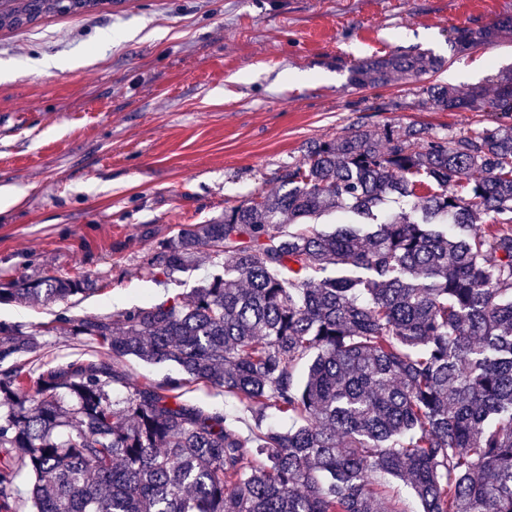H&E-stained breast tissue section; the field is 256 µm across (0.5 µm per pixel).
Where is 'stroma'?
<instances>
[{"label":"stroma","instance_id":"35a3bbf8","mask_svg":"<svg viewBox=\"0 0 512 512\" xmlns=\"http://www.w3.org/2000/svg\"><path fill=\"white\" fill-rule=\"evenodd\" d=\"M512 16V0H120L0 30V186L24 188L0 213V288L46 276L97 278L100 290L46 305L0 303V320L38 329L57 314L109 316L189 292L211 267L177 280L143 262L181 224L277 187L314 141L343 127L414 126L452 137L493 125L491 112L435 111L422 85L493 86L512 42L460 53L457 27ZM427 49L445 70L358 87L359 61ZM54 60L50 69L39 59ZM307 73L302 82L294 73ZM184 400L236 410L223 388L186 386Z\"/></svg>","mask_w":512,"mask_h":512}]
</instances>
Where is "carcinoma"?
I'll use <instances>...</instances> for the list:
<instances>
[{"label": "carcinoma", "mask_w": 512, "mask_h": 512, "mask_svg": "<svg viewBox=\"0 0 512 512\" xmlns=\"http://www.w3.org/2000/svg\"><path fill=\"white\" fill-rule=\"evenodd\" d=\"M58 13L14 0L0 30ZM512 36V17L453 31L462 53ZM428 51L374 56L358 87L436 73ZM439 111L512 117V69L495 89L431 84ZM410 212L323 231L329 211L375 220L392 195ZM512 121L425 139L410 126L343 129L286 167L279 187L187 224L141 270L170 277L210 251L216 270L186 295L117 316L63 313L43 330L0 322V512H377L376 478L409 487L419 512H512ZM298 225L293 231L285 226ZM88 276L0 288V302L67 301ZM86 336L96 360L39 359L47 333ZM127 356L181 377L131 383ZM224 389L285 431H238L180 400ZM127 389L112 398V385Z\"/></svg>", "instance_id": "cac0c4a2"}]
</instances>
